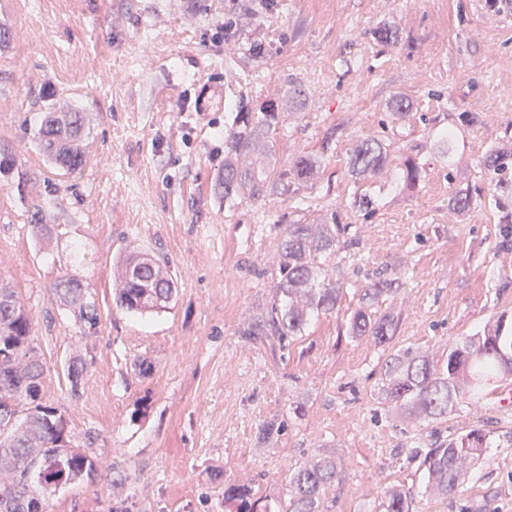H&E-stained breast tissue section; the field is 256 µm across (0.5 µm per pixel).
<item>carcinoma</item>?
Listing matches in <instances>:
<instances>
[{
	"label": "carcinoma",
	"mask_w": 512,
	"mask_h": 512,
	"mask_svg": "<svg viewBox=\"0 0 512 512\" xmlns=\"http://www.w3.org/2000/svg\"><path fill=\"white\" fill-rule=\"evenodd\" d=\"M279 114L272 105L256 108L238 103L235 127L224 136V173L216 184L224 200L254 201L277 183L288 179L310 181L319 171V161L299 155L287 170L277 172L267 163L273 147ZM86 126L79 111L42 113L39 140L43 152L60 169L79 170ZM512 151L490 152L486 170L498 174L508 169ZM386 149L377 140H364L350 149L349 172L355 180L372 176L385 163ZM17 170L15 155L0 148V177L9 180ZM419 180V164L406 156L398 191L412 189ZM347 225L331 214L315 224H288L281 244L278 270L283 299L273 304L262 319H252L240 330L249 340H268L278 345L302 335L312 313L336 308L343 284L329 278L328 259L340 249ZM123 288L115 294V305L127 311L157 309L168 303L174 284L163 262L131 252L120 261ZM393 291L386 280L371 282L347 321L346 334L370 336L379 345L391 342L395 320L379 314L374 304ZM53 294L61 305L88 329L96 328L95 301L74 278L62 276ZM32 320L17 292L0 284V512H49L50 496L60 487L94 477L99 459L93 451L95 438L85 434L84 445L66 439L67 420L56 409L42 403L46 370L32 346ZM86 364L72 358L66 368L70 394L81 397L80 385ZM512 376V314L503 312L482 332L464 336L448 350L441 363L400 347L392 354L379 377L382 401L402 414L439 419L460 400L482 395L483 387L501 377ZM20 413L9 424L5 418ZM490 432L476 426L460 435L430 444L417 443L410 460L419 461L434 494L446 497L458 490L463 464H478L487 448ZM338 474L336 461L321 458L294 471L288 482L287 512H324L323 496ZM268 512V506L253 499L250 488L224 485V512ZM380 512H413L411 493L404 486L390 487L379 504Z\"/></svg>",
	"instance_id": "cac0c4a2"
}]
</instances>
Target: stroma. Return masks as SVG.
<instances>
[{"label":"stroma","instance_id":"obj_1","mask_svg":"<svg viewBox=\"0 0 512 512\" xmlns=\"http://www.w3.org/2000/svg\"><path fill=\"white\" fill-rule=\"evenodd\" d=\"M1 23L13 38L0 52V146L23 184L0 186V282L33 318L44 403L75 436L92 432L100 459L50 512H224L226 483L282 498L292 471L323 456L340 469L327 512H375L394 484L415 512H512V409L485 395L420 421L379 404L376 388L396 348L440 362L456 338L512 313V168L483 167L491 149L512 147V0H0ZM382 24L396 26L394 44L369 38ZM399 96L410 108L396 115ZM241 101L278 107L271 166L315 154V180L236 205L215 193ZM51 104L86 115L77 172L40 150ZM449 126L446 152L437 132ZM365 139L388 145L366 185L369 215L350 208L347 174ZM409 155L420 177L401 200ZM460 190L473 200L463 214L449 203ZM334 212L356 241L328 262L343 283L337 309L276 353L242 338L277 295L285 226ZM34 213L49 239L32 236ZM130 249L165 260V308H116L114 264ZM375 273L395 286L376 305L397 322L386 346L345 333ZM64 275L91 292L95 332L55 298ZM76 355L87 366L77 400L64 375ZM277 417L287 430L261 442ZM476 425L490 433L482 462L458 493L427 494L413 438Z\"/></svg>","mask_w":512,"mask_h":512}]
</instances>
